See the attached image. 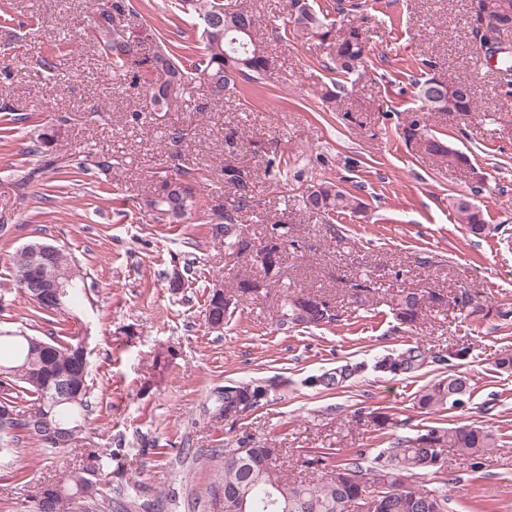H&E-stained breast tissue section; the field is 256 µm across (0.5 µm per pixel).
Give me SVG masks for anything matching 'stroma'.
Here are the masks:
<instances>
[{
    "label": "stroma",
    "instance_id": "obj_1",
    "mask_svg": "<svg viewBox=\"0 0 512 512\" xmlns=\"http://www.w3.org/2000/svg\"><path fill=\"white\" fill-rule=\"evenodd\" d=\"M259 17L255 38L274 61L269 85L249 83L223 98L190 85L178 90L170 111L154 112L132 73L108 77L94 48L92 20L113 0H10L0 17V328L34 336L87 335L91 411L73 447L49 453L23 440L10 468L0 470V512H22L37 484L87 463L93 448L111 454L92 475L112 512H213L210 488L224 466L225 448L238 440L274 442L290 479L304 480L308 458L345 457L357 448L388 447L393 437L426 425L471 424L491 430L494 447L471 470L450 455L449 480L428 476L424 489L445 493L448 512H512V372L497 360L512 353V319L466 318L453 302L426 313L413 330L391 312L399 290H433L448 297L463 290L512 304V101L494 93L495 76L477 74L476 44L465 23L466 0H360L337 12L336 0H309L334 21L337 32L363 30L366 63L335 102L322 94L334 78L314 40L276 36L290 0H244ZM120 15L122 32L138 53L158 39L171 49L198 53L200 30L172 0H132ZM62 51L47 74L37 59L49 45ZM436 58L435 77L470 82L480 105L476 118L426 113V130L470 157L448 165L405 143L400 133L418 103L411 81L419 59ZM55 128L52 144L34 152L40 133ZM185 130L181 159L165 148L169 128ZM239 132L227 146L226 129ZM78 150L108 159L110 171L57 174L53 160ZM276 159L278 170L268 168ZM248 167L256 206L242 224L262 236L288 224L294 246L280 277L322 294L337 308V322L284 331L275 320L281 290L267 283L239 304L220 330L209 329L205 301L215 283L263 278L214 235V217L194 214L177 224H155L139 204L175 167L199 178L198 190L216 210L232 190L224 162ZM41 168L37 181L21 178ZM332 181L360 198L361 213L324 224L300 207L311 186ZM474 195L488 228L471 236L449 201ZM38 239L66 250L94 285L90 323L66 315L33 313L15 286L11 256ZM182 267L186 288L168 278ZM368 285L353 300L350 284ZM421 342L430 352L466 348L462 360L427 363L397 376L376 372V357ZM169 365L156 373L158 353ZM365 370L345 386L322 390L312 377L348 363ZM465 373L471 392L445 412L425 415L415 397L427 384ZM262 380L273 389L247 416L225 420L218 395L225 384ZM390 415L375 430L358 410Z\"/></svg>",
    "mask_w": 512,
    "mask_h": 512
}]
</instances>
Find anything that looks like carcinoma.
<instances>
[{"instance_id": "carcinoma-1", "label": "carcinoma", "mask_w": 512, "mask_h": 512, "mask_svg": "<svg viewBox=\"0 0 512 512\" xmlns=\"http://www.w3.org/2000/svg\"><path fill=\"white\" fill-rule=\"evenodd\" d=\"M179 6L197 14L201 29L202 53L189 66L163 45L148 55L137 56L133 46L114 30L112 16L106 17L101 11L99 16H103L104 21H99L98 16L93 17V27L97 28L95 48L106 58L110 71L115 74L133 65L140 69L147 84L146 94L152 111L170 110V88L173 85L204 83L210 95L222 98L236 88L239 80L259 86L268 84L273 62L262 46L246 33L248 24L257 19L253 10L224 0H181ZM479 7L493 19L512 14V0H481ZM291 8L292 33L317 40L324 46L328 70L347 77L362 66L366 45L359 28L350 27L338 35L326 16L304 0H291ZM496 69L501 72V77L495 89L499 97L507 99L509 94L501 90V81L512 78L511 50L500 53ZM414 86L421 112H448L467 117L478 110L475 92L465 83L439 81L431 76L416 81ZM402 134L408 141H420L426 153L445 158L450 165L469 164L468 156L453 148L447 140L425 133V126L418 119L404 127ZM70 168L83 172L96 169L105 174L111 165L79 150L70 154L67 164L58 166L57 170ZM242 173L250 175L245 167L224 162V184L233 189L234 198L231 210L219 214L223 223L238 228L237 232L224 238V246L240 256L243 249L254 241L245 234L240 214L255 204L254 186L241 180ZM176 181L180 187L170 191L165 182L157 193L142 202V209L153 222L178 223L206 206L197 193L193 174L179 168ZM302 204L308 214L326 224L336 214L356 213L364 208L358 198L330 181L308 189L302 195ZM451 207L471 235L477 237L485 233V214L473 198L459 194L451 199ZM56 264L63 275L84 277L79 266L61 249L58 250ZM259 286L255 279L239 277L232 291L246 300ZM281 288L283 300L276 320L279 328L311 329L337 321L334 307L326 297L315 292L293 290L286 282L281 284ZM84 297V293L74 292L63 311L45 305L32 294L26 299L38 312L68 314ZM445 303L447 298L435 291L403 290L395 295L391 307L400 324L411 328L418 324L425 308ZM460 305L467 315L482 320L512 314V311L502 309L480 293L462 292ZM81 343L79 338L61 343L54 338L44 340L21 331H0V349L7 346L12 351L8 359L0 357V386L3 387L0 404L10 405L21 417L32 418L44 408L50 410V420L65 425L69 430L70 445L83 432L90 394ZM425 360V351L416 345L378 357L373 368L377 372L394 375L399 365L401 373L405 374L419 369ZM360 371L359 365H346L339 371L312 379V383L337 387ZM467 393L468 377L449 375L423 389L418 395L417 406L427 413L441 412L460 404ZM23 434L45 450H56L46 441L43 428L36 424L28 421L6 427L0 424V467L12 464ZM494 443L493 434L481 427L429 426L412 436L398 437L390 447L381 448L373 454L358 448L339 462H330L324 455L311 459L308 465L318 476L299 482L289 480L279 467L278 448L259 446L251 449V454L243 459L235 458L232 449L226 448L223 473L214 486L224 487L227 501L246 503V512H350V508L356 505L366 507L367 512H446L445 496L413 488L409 481L447 472L449 450L469 460L472 469H478L481 467V453L493 447ZM89 472L86 467L68 470L65 480L53 490L44 483L36 486L25 500V512H46L51 508L50 498L53 496L60 498L82 492L86 498L97 497L98 488Z\"/></svg>"}]
</instances>
